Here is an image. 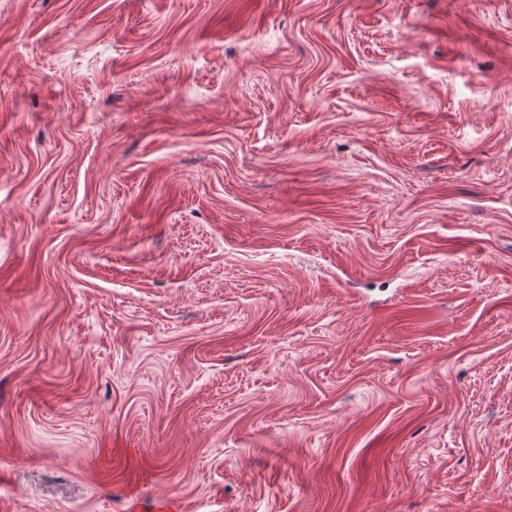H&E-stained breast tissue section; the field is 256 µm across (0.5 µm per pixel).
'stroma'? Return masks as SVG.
Returning <instances> with one entry per match:
<instances>
[{
	"mask_svg": "<svg viewBox=\"0 0 512 512\" xmlns=\"http://www.w3.org/2000/svg\"><path fill=\"white\" fill-rule=\"evenodd\" d=\"M0 512H512V0H0Z\"/></svg>",
	"mask_w": 512,
	"mask_h": 512,
	"instance_id": "obj_1",
	"label": "stroma"
}]
</instances>
